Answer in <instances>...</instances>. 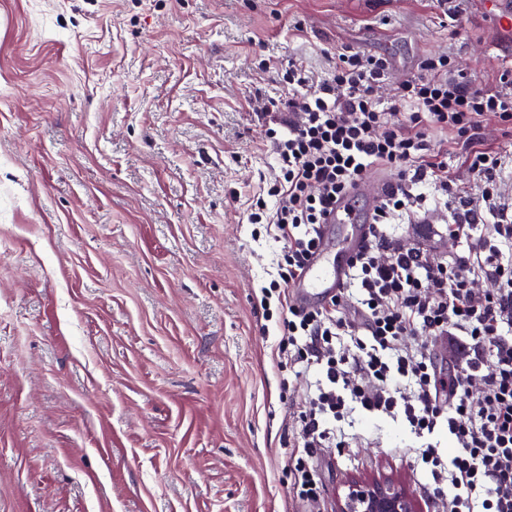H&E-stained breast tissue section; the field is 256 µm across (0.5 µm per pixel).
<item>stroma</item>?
I'll return each instance as SVG.
<instances>
[{"mask_svg": "<svg viewBox=\"0 0 512 512\" xmlns=\"http://www.w3.org/2000/svg\"><path fill=\"white\" fill-rule=\"evenodd\" d=\"M495 0H0V512H336L388 475L432 512L424 440L355 410L288 468L301 401L260 305L282 249L247 207L275 165L256 99L328 48L512 78ZM440 224L392 225L442 259Z\"/></svg>", "mask_w": 512, "mask_h": 512, "instance_id": "35a3bbf8", "label": "stroma"}]
</instances>
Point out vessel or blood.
Segmentation results:
<instances>
[{"label":"vessel or blood","instance_id":"1","mask_svg":"<svg viewBox=\"0 0 512 512\" xmlns=\"http://www.w3.org/2000/svg\"><path fill=\"white\" fill-rule=\"evenodd\" d=\"M381 196V189L371 190L360 183L332 206L325 219L320 248L290 287L295 305L313 308L339 296L348 261L363 244L370 214ZM338 226L344 227L345 234L336 241L332 232Z\"/></svg>","mask_w":512,"mask_h":512}]
</instances>
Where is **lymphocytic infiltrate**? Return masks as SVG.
<instances>
[{
	"label": "lymphocytic infiltrate",
	"instance_id": "lymphocytic-infiltrate-1",
	"mask_svg": "<svg viewBox=\"0 0 512 512\" xmlns=\"http://www.w3.org/2000/svg\"><path fill=\"white\" fill-rule=\"evenodd\" d=\"M329 55L333 63L320 82L291 66L287 97L256 106L281 115L268 131L274 175L248 215L283 243L261 304L275 309L278 345L290 363L321 374L299 415V450L290 465L296 491L318 496L321 478L309 451L335 445L329 423L356 405L403 417L420 437L447 425L457 443L451 459L431 443L418 451L434 483V512H512V264L500 257L512 243V198L502 156L480 137L489 119L512 133V91L476 88L456 60L434 54L385 102L378 90L388 58L343 46ZM452 143L463 147L476 193L448 169ZM374 165L396 178L349 263L345 285L360 291L352 317L342 316L340 297L311 309L289 303L288 286L318 248L328 210ZM452 199L460 206L445 233L470 238L467 254L438 260L388 233L392 221L426 216ZM458 331L465 357L445 368L411 342ZM344 336L351 344L337 351Z\"/></svg>",
	"mask_w": 512,
	"mask_h": 512
}]
</instances>
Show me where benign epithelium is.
Listing matches in <instances>:
<instances>
[{"instance_id":"benign-epithelium-1","label":"benign epithelium","mask_w":512,"mask_h":512,"mask_svg":"<svg viewBox=\"0 0 512 512\" xmlns=\"http://www.w3.org/2000/svg\"><path fill=\"white\" fill-rule=\"evenodd\" d=\"M348 488L337 512H419L417 498L391 478L354 482Z\"/></svg>"}]
</instances>
